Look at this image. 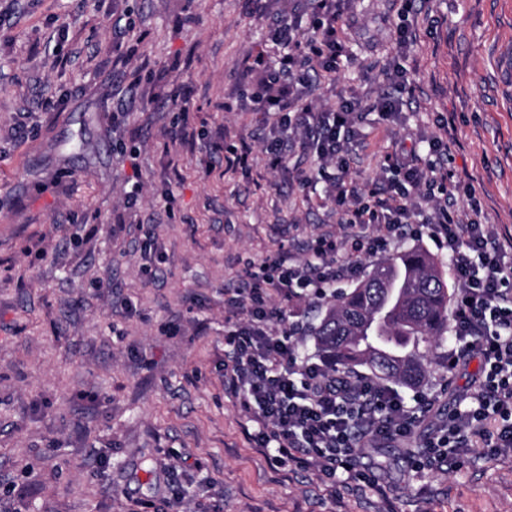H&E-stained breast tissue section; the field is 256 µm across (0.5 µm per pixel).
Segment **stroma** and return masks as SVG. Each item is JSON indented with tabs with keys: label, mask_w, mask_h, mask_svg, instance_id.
I'll list each match as a JSON object with an SVG mask.
<instances>
[{
	"label": "stroma",
	"mask_w": 512,
	"mask_h": 512,
	"mask_svg": "<svg viewBox=\"0 0 512 512\" xmlns=\"http://www.w3.org/2000/svg\"><path fill=\"white\" fill-rule=\"evenodd\" d=\"M425 6L404 112L363 115L350 175L371 188L393 142L427 160L447 137L459 207L477 199L481 222L512 239V0ZM400 7L353 0V59L319 107L382 90ZM116 14L132 19L138 56L112 67ZM60 20L64 41L52 37ZM266 43L247 0H0V512H157L174 492L186 512H512V451L416 473L399 449H366L382 496L273 465L249 440L224 389L225 292L279 247L301 255L343 232L342 213L268 168L259 116L234 94L243 59ZM173 89L189 111L168 101ZM48 93L58 109L30 112ZM21 119L34 132L17 144ZM220 128L249 163L201 178ZM134 189L140 202L126 207ZM39 239L36 260L24 247Z\"/></svg>",
	"instance_id": "obj_1"
}]
</instances>
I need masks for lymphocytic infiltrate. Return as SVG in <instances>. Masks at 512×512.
<instances>
[{
    "label": "lymphocytic infiltrate",
    "instance_id": "1",
    "mask_svg": "<svg viewBox=\"0 0 512 512\" xmlns=\"http://www.w3.org/2000/svg\"><path fill=\"white\" fill-rule=\"evenodd\" d=\"M347 2L285 6L268 26L270 51L244 64L252 109L267 131L270 169L306 188L323 185L317 202L333 203L346 220L341 236L316 237L305 256L282 247L249 265L225 302L224 377L256 425L252 440L273 449L274 463L311 467L326 480L377 491L381 485L362 464L359 449L414 440L408 461L416 472L457 467V455L471 450L477 438L489 442L491 453L512 450V244L491 225L463 219L447 174L423 165L415 148L401 144L379 157L378 168L391 177L371 196L349 180L350 143L363 112L389 120L403 110L411 78L399 59L416 39L417 12L414 0H403L393 30L398 59L385 72L387 91L321 110L315 91L351 59L343 22ZM296 147L304 154L299 162L291 157ZM418 215L423 221L417 226ZM410 232L428 236L451 261L458 299L449 368L475 358L481 365L467 405L418 440L413 434L435 396L420 391L406 397L392 386L332 372L300 356L294 343L307 326L299 303L352 279L361 256L386 253ZM275 322L285 323V330L274 332Z\"/></svg>",
    "mask_w": 512,
    "mask_h": 512
}]
</instances>
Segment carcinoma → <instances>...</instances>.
Returning a JSON list of instances; mask_svg holds the SVG:
<instances>
[{
	"instance_id": "cac0c4a2",
	"label": "carcinoma",
	"mask_w": 512,
	"mask_h": 512,
	"mask_svg": "<svg viewBox=\"0 0 512 512\" xmlns=\"http://www.w3.org/2000/svg\"><path fill=\"white\" fill-rule=\"evenodd\" d=\"M452 297L442 261L404 250L372 265L353 287L329 291L310 336L333 371L364 367L382 383L416 388L427 365L448 366Z\"/></svg>"
}]
</instances>
